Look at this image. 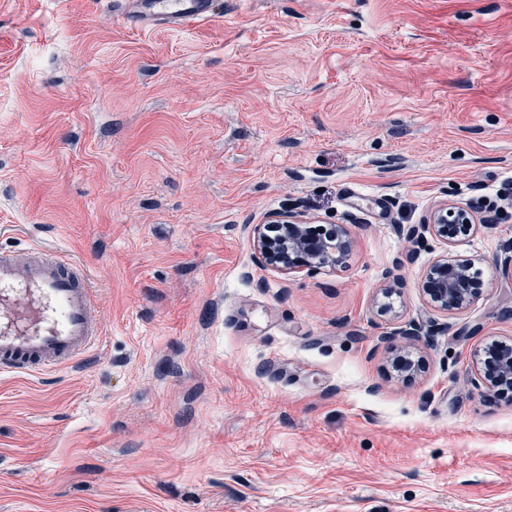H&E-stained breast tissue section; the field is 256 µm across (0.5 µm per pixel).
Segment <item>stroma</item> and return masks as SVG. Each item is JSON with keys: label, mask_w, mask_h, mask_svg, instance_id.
<instances>
[{"label": "stroma", "mask_w": 512, "mask_h": 512, "mask_svg": "<svg viewBox=\"0 0 512 512\" xmlns=\"http://www.w3.org/2000/svg\"><path fill=\"white\" fill-rule=\"evenodd\" d=\"M112 3L0 0V249L83 263L102 324L0 372V512H512V394L472 364L512 337V0ZM448 204L468 234L407 237ZM288 209L346 263L266 265ZM445 255L482 271L448 313ZM123 22L134 29L158 24L189 26L208 19L210 0H115ZM428 278L430 300L440 310L465 309L476 297V292L470 286L469 270L448 261L447 256L431 268Z\"/></svg>", "instance_id": "35a3bbf8"}]
</instances>
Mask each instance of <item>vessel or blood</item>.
<instances>
[{"label":"vessel or blood","instance_id":"obj_1","mask_svg":"<svg viewBox=\"0 0 512 512\" xmlns=\"http://www.w3.org/2000/svg\"><path fill=\"white\" fill-rule=\"evenodd\" d=\"M134 29L208 19L211 0H116ZM102 331L94 288L76 260L41 244L0 251V369L40 373L71 366Z\"/></svg>","mask_w":512,"mask_h":512}]
</instances>
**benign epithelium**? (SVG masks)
Segmentation results:
<instances>
[{
    "instance_id": "obj_1",
    "label": "benign epithelium",
    "mask_w": 512,
    "mask_h": 512,
    "mask_svg": "<svg viewBox=\"0 0 512 512\" xmlns=\"http://www.w3.org/2000/svg\"><path fill=\"white\" fill-rule=\"evenodd\" d=\"M464 209L447 206L434 216L433 224H423L427 231L435 228L442 236H447L450 224L462 221ZM268 227L279 232L275 238L259 230L254 243L261 259L290 274L302 268L309 270L321 265H338L343 262L351 247L348 225L334 226L333 233L326 238L315 239L307 236L305 220L291 212L275 213ZM429 297L435 307L443 311L462 310L475 299L476 292L470 286L469 270L448 259L439 260L430 270ZM480 381L486 388L494 389L501 383H512V345H504L498 355L495 369L489 372L479 369Z\"/></svg>"
}]
</instances>
